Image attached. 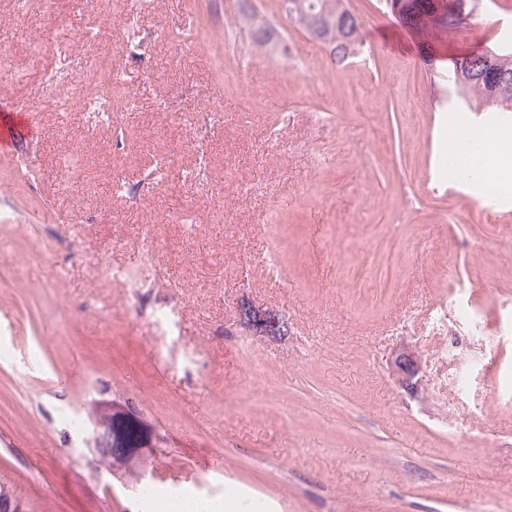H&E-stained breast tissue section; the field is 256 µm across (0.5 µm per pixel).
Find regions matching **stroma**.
<instances>
[{"mask_svg": "<svg viewBox=\"0 0 512 512\" xmlns=\"http://www.w3.org/2000/svg\"><path fill=\"white\" fill-rule=\"evenodd\" d=\"M424 2L420 27L348 0L364 47L338 67L279 0L256 4L286 55L226 24V0H134L62 63L50 42L101 0H0L21 32L0 28V94L38 131L16 148L28 170L0 168V475L34 512H127L134 477L87 459L130 416L140 469L231 487L239 512H512V200L442 178L463 106L429 77L512 34V0L450 25L448 0ZM100 59L130 96L114 128L45 88L60 67L83 87ZM149 214V300L185 297L192 360L169 371L105 270ZM272 249L276 281L255 264ZM406 345L414 391L389 378Z\"/></svg>", "mask_w": 512, "mask_h": 512, "instance_id": "stroma-1", "label": "stroma"}]
</instances>
